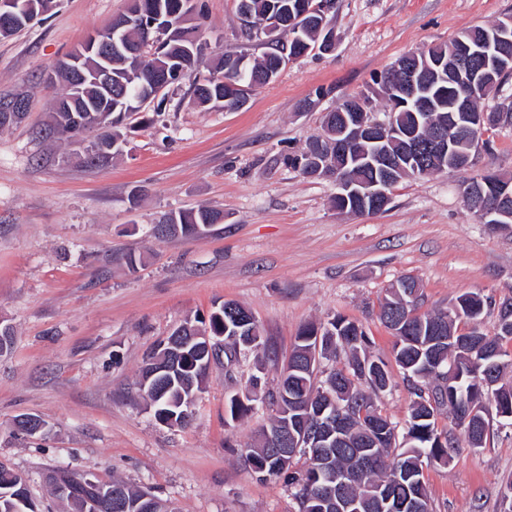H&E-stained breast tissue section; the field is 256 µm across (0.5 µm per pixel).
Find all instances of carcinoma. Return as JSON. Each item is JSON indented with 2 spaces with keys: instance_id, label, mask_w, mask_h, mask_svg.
<instances>
[{
  "instance_id": "1",
  "label": "carcinoma",
  "mask_w": 512,
  "mask_h": 512,
  "mask_svg": "<svg viewBox=\"0 0 512 512\" xmlns=\"http://www.w3.org/2000/svg\"><path fill=\"white\" fill-rule=\"evenodd\" d=\"M248 10L258 24V30L245 36L264 46L263 55L250 62L245 56L226 50L213 61L208 73L200 71L202 43L199 27L191 26L196 44L183 38L171 39L160 53L141 49L138 23L148 16L173 29L181 27L186 13V0H130L125 16L133 24L114 32L112 55L102 60L96 52L84 55L80 68L86 79L75 85L69 75H58L62 93L56 101L52 121L45 128V137L72 140L93 136L95 141L118 138V128L130 115L138 112L141 98L157 83L159 76L176 78L175 71L187 69L181 79L192 81L194 99L201 106H221L232 112L240 109L230 84L261 88L274 82L279 73L282 51L302 52L315 46L323 35L318 33L316 15L310 14L297 23L291 18L303 11L305 0H246ZM106 68L112 73V93H107L95 80V74ZM441 79L430 88L434 99V120L446 124L455 114V89ZM389 111L396 114L399 129H408L414 122L415 110L395 101L398 93L385 88ZM164 223L178 228V235L192 238L199 231L224 223V212L201 207L196 210L171 213ZM416 281L404 278L398 287L389 290L381 306L385 326L396 331L392 346L393 357L415 396L406 429L398 434L397 425L375 407L370 393H379L389 385L386 362L375 372L368 349L370 337L361 326L341 315L334 316L330 328L322 331L321 348L328 350L339 366L330 370L325 379L317 380L320 368H304L285 378L276 387L261 392L259 402L279 407L270 424L261 427L254 443L247 450L245 461L260 477L286 476L288 487L297 504V512H390L389 504L403 506L400 512H432L430 495L424 475L428 466H446L456 445L448 432L438 428L437 415L446 410L453 414L468 446L480 449L487 442V417L473 410L484 403L494 402L493 411L512 413V389L498 384L509 356L506 345H512V309L498 310V331L489 336L483 332L472 336L455 328L464 320L479 319L487 301L477 294H462L456 298L457 310L421 312ZM224 302L213 308L208 324L203 328L189 324V330L151 355L141 369L139 391L148 398L154 417L169 425L185 426L194 416L189 400L204 388L210 361L226 360L232 366L249 355L259 354L258 346L248 344L251 328L238 326L227 313ZM212 336H224V346L208 354L200 342L189 337L198 331ZM316 325L304 326L296 336L290 355L295 362L308 361L316 347L312 336ZM252 399L230 395L225 413L231 421L242 419L253 411ZM340 404L347 420L348 439L337 448L298 449L278 456L266 443V435L291 428L301 416L299 409L310 405L316 411L326 405ZM331 475L345 479L343 503L333 502L325 493ZM50 483L56 495L77 509L81 503L97 500L110 488L128 503V512H139L136 503L145 492L125 483L89 484L81 474L55 472ZM13 497L21 512H28L24 502L34 501L23 474L0 468V495Z\"/></svg>"
}]
</instances>
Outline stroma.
<instances>
[{"mask_svg": "<svg viewBox=\"0 0 512 512\" xmlns=\"http://www.w3.org/2000/svg\"><path fill=\"white\" fill-rule=\"evenodd\" d=\"M128 4L57 0L39 23L0 37V103L28 105L21 123L0 128V321L14 332L0 357V462L24 474L42 512H71L47 479L57 470L121 479L180 512H296L283 478L258 480L243 460L270 410L225 425L227 395L259 365L275 384L299 329L341 314L389 362L391 385L374 403L404 423L411 396L380 304L411 276L425 311L465 293L492 298L479 328L495 333V304L512 298V224L479 223L463 188L485 171L512 174V120L482 132L472 166L404 179L376 213L338 212L333 183L288 158L321 134L338 100L407 52L512 15V0H335L334 51L287 64L236 112L198 106L189 82L172 86L164 112L128 120L111 163L94 167L84 146L41 137L61 93L45 77ZM194 4L205 59L261 54L237 0ZM201 206L223 210V223L195 239L153 235L166 214ZM224 301L255 315L269 352L212 365L191 424H158L138 394L141 366L175 327ZM28 414L47 435L15 432ZM490 432L486 447L461 446L448 466L426 469L433 512H500L512 421L491 417Z\"/></svg>", "mask_w": 512, "mask_h": 512, "instance_id": "stroma-1", "label": "stroma"}]
</instances>
